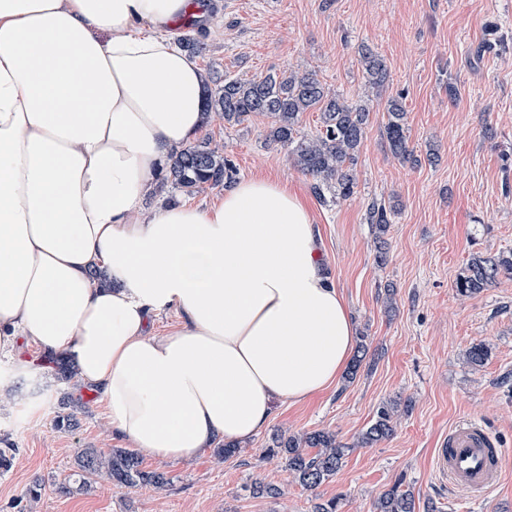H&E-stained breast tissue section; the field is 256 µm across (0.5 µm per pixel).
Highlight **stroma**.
Here are the masks:
<instances>
[{
    "mask_svg": "<svg viewBox=\"0 0 512 512\" xmlns=\"http://www.w3.org/2000/svg\"><path fill=\"white\" fill-rule=\"evenodd\" d=\"M216 2L195 31L204 44L195 60L208 80L307 71L354 101L364 83L361 44L389 68L390 81L371 104L356 191L338 204L315 200L312 178L286 148L267 142L262 114L235 125L215 114L196 136L223 149L239 177H273L310 200L327 270L366 335L367 357L353 382L277 404L236 456L223 461L210 448L188 462L160 463L145 453L144 468L164 473L168 485L118 489L103 472L83 481L75 464L82 449L107 455L118 445L97 394L56 379L34 356L38 378L0 391V448L17 449L0 472V512H314L333 498L338 512H373L377 497L396 485L412 492L415 512H512V278L471 297L454 288L471 254L512 250V0ZM400 92L413 163L394 158L382 135L386 101ZM375 200L395 208L383 266L365 221ZM481 342L491 355L475 368L466 353ZM66 394L73 421L59 429L53 418ZM388 399L400 403L393 435L354 447ZM461 418L485 422L502 444L504 480L482 498L450 489L435 465L441 438ZM315 430L332 432L350 450L336 474L310 490L266 448L274 433ZM37 478L41 495L27 499ZM260 482L278 495L253 494Z\"/></svg>",
    "mask_w": 512,
    "mask_h": 512,
    "instance_id": "obj_1",
    "label": "stroma"
}]
</instances>
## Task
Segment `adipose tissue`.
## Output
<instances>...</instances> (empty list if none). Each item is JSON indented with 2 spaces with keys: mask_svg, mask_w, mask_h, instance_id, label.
Wrapping results in <instances>:
<instances>
[{
  "mask_svg": "<svg viewBox=\"0 0 512 512\" xmlns=\"http://www.w3.org/2000/svg\"><path fill=\"white\" fill-rule=\"evenodd\" d=\"M191 0H0V353L65 354L114 436L190 460L334 385L354 349L309 206L239 180L141 213L204 121ZM178 314L167 335L155 317Z\"/></svg>",
  "mask_w": 512,
  "mask_h": 512,
  "instance_id": "ef3b65f1",
  "label": "adipose tissue"
}]
</instances>
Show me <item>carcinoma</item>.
<instances>
[{
	"mask_svg": "<svg viewBox=\"0 0 512 512\" xmlns=\"http://www.w3.org/2000/svg\"><path fill=\"white\" fill-rule=\"evenodd\" d=\"M359 64L365 79V99L350 103L339 95L325 91L316 75L291 71L270 73L259 79H224V85L210 92L207 111L224 114V122L238 124L252 113L271 119L266 140L288 150L294 165L314 180L313 192L324 204L337 203L350 197L357 186L355 168L366 131L371 123L369 100L390 80L384 58L368 45L359 50ZM319 113L320 129L309 135L301 129L304 113ZM387 119L383 126L392 154L401 161H417L410 147L403 94L391 97L386 105ZM235 168L231 160L209 146L190 144L172 157L164 183L189 194L203 186H219L231 182ZM390 210L383 203L372 202L367 209L376 242L375 260L383 265L388 257L385 235L390 224ZM512 274V252L487 257L474 253L455 282L461 296L478 294L497 283L501 276ZM489 350L477 344L467 353L473 367L483 366ZM398 401L387 400L378 407L369 426L357 438L355 446L369 448L387 439L394 432V416ZM273 447L282 454L288 471L301 485L315 488L336 474L342 466L346 446L337 443L328 432H305L301 435L278 433ZM78 466L87 475L107 469L118 488L138 484L156 487L168 484L165 474L142 467L137 453L125 448L112 449L104 458L92 448L78 456ZM374 512H415L411 492L396 487L382 493L373 504Z\"/></svg>",
	"mask_w": 512,
	"mask_h": 512,
	"instance_id": "cac0c4a2",
	"label": "carcinoma"
}]
</instances>
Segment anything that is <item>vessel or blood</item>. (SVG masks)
I'll return each mask as SVG.
<instances>
[{"instance_id":"obj_1","label":"vessel or blood","mask_w":512,"mask_h":512,"mask_svg":"<svg viewBox=\"0 0 512 512\" xmlns=\"http://www.w3.org/2000/svg\"><path fill=\"white\" fill-rule=\"evenodd\" d=\"M503 454L480 423L462 418L453 423L437 451V465L452 488L480 498L495 489L503 476Z\"/></svg>"}]
</instances>
